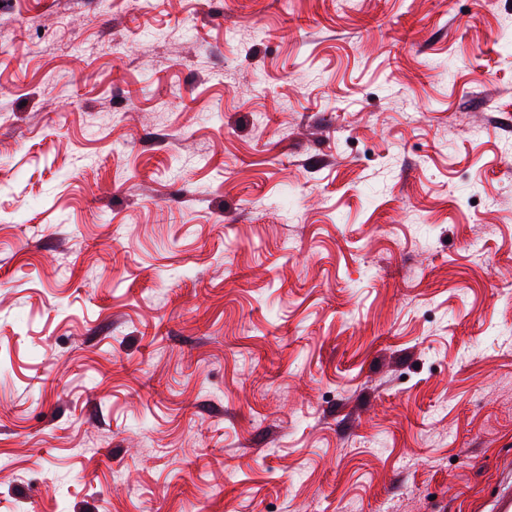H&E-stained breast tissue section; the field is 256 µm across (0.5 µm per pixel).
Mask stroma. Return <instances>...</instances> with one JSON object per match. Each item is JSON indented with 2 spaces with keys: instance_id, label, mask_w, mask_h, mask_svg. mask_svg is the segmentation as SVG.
I'll use <instances>...</instances> for the list:
<instances>
[{
  "instance_id": "obj_1",
  "label": "stroma",
  "mask_w": 512,
  "mask_h": 512,
  "mask_svg": "<svg viewBox=\"0 0 512 512\" xmlns=\"http://www.w3.org/2000/svg\"><path fill=\"white\" fill-rule=\"evenodd\" d=\"M510 461L512 0H0V512Z\"/></svg>"
}]
</instances>
